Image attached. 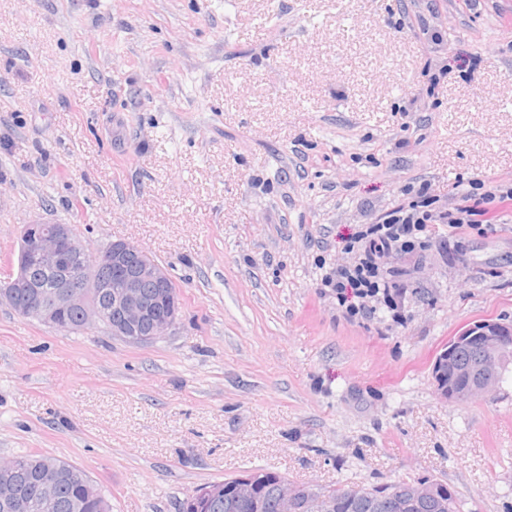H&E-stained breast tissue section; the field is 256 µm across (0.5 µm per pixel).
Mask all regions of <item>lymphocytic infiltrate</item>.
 I'll use <instances>...</instances> for the list:
<instances>
[{
	"mask_svg": "<svg viewBox=\"0 0 512 512\" xmlns=\"http://www.w3.org/2000/svg\"><path fill=\"white\" fill-rule=\"evenodd\" d=\"M422 183L411 200L382 213L376 222L362 225L346 242L353 260L326 274L324 287L335 289L336 301L347 315L366 318L384 310L392 320H401L400 299L404 293L405 269L385 267L384 257L394 252L419 254L433 244L431 227L451 224L462 227L476 215L477 204H466L455 212L437 209Z\"/></svg>",
	"mask_w": 512,
	"mask_h": 512,
	"instance_id": "lymphocytic-infiltrate-1",
	"label": "lymphocytic infiltrate"
}]
</instances>
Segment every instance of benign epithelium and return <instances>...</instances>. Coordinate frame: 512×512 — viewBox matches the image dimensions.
Returning a JSON list of instances; mask_svg holds the SVG:
<instances>
[{"instance_id": "obj_1", "label": "benign epithelium", "mask_w": 512, "mask_h": 512, "mask_svg": "<svg viewBox=\"0 0 512 512\" xmlns=\"http://www.w3.org/2000/svg\"><path fill=\"white\" fill-rule=\"evenodd\" d=\"M53 274V297L43 300L36 274ZM0 302L23 317L33 318L65 333L73 332L71 314H80L84 330L99 327L106 312H112V337L133 345L154 342L172 333L181 311L179 289L168 270L157 264L137 245L115 240L93 252L71 231L68 224L35 221L23 226L17 269L0 279ZM476 342L479 354L465 368L456 361L459 348ZM512 345V325L482 320L461 330L448 341L433 367L439 395L458 403L488 393L499 382L500 354ZM27 468V460L14 458L0 465V509L3 512H53L55 490L64 478L79 480L77 473L65 472L46 463L36 472L40 491L31 500L13 475ZM276 477L279 512H338L336 496L319 493L313 483H297L271 470L236 475L194 490L185 498L196 512L229 496L235 502L259 507V482ZM437 485L413 481L395 490V506L407 512Z\"/></svg>"}]
</instances>
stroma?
Wrapping results in <instances>:
<instances>
[{"mask_svg":"<svg viewBox=\"0 0 512 512\" xmlns=\"http://www.w3.org/2000/svg\"><path fill=\"white\" fill-rule=\"evenodd\" d=\"M423 182L443 210L512 184V0H0V277L44 219L142 248L182 303L131 345L0 302V461H67L111 512L255 467L512 512V371L467 404L432 376L465 326L512 323V217L386 257L401 322L321 284Z\"/></svg>","mask_w":512,"mask_h":512,"instance_id":"1","label":"stroma"}]
</instances>
